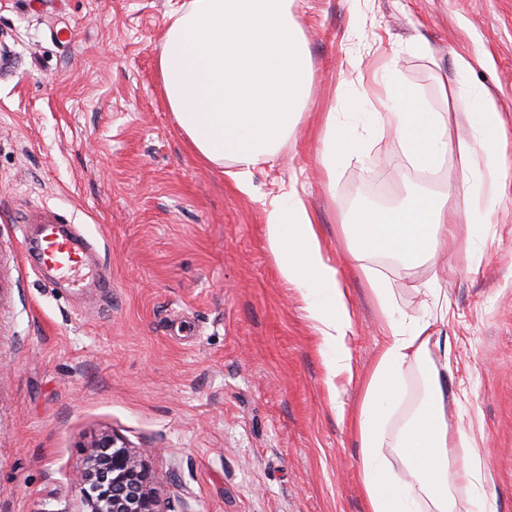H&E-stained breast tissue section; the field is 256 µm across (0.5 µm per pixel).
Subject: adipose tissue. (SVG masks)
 <instances>
[{
  "mask_svg": "<svg viewBox=\"0 0 512 512\" xmlns=\"http://www.w3.org/2000/svg\"><path fill=\"white\" fill-rule=\"evenodd\" d=\"M291 0H189L167 25L159 69L169 109L200 158L222 167L242 193H249L253 168L273 156L308 104L310 61ZM377 100L392 115L395 131L413 162L434 171L448 153V115L437 112L411 86L399 82L392 63L373 73L368 95L349 112L328 113L323 161L335 177L354 146L360 124H373L379 112L365 108ZM456 103L474 121V145L462 150V187L474 202L465 223L483 224L488 212L478 200L503 143V125L488 89L468 85ZM448 224V201L420 194L390 210L366 208L351 219L361 250L394 255L415 264L434 253ZM266 237L282 276L294 284L321 334L329 377L349 371L345 337L351 327L348 292L320 240L316 221L298 191L268 213ZM433 338L425 323L393 329L378 354L363 401L353 421L360 448L367 512H455L450 482L472 483L479 460L451 457L448 430V363L431 357ZM427 371L425 396L401 430L398 446L408 476L394 475L383 453L388 424L403 393L411 366Z\"/></svg>",
  "mask_w": 512,
  "mask_h": 512,
  "instance_id": "adipose-tissue-1",
  "label": "adipose tissue"
}]
</instances>
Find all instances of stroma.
I'll return each mask as SVG.
<instances>
[{"label":"stroma","instance_id":"obj_1","mask_svg":"<svg viewBox=\"0 0 512 512\" xmlns=\"http://www.w3.org/2000/svg\"><path fill=\"white\" fill-rule=\"evenodd\" d=\"M185 0H0V512H80L72 478L109 434L141 453L166 512H366L351 419L389 331L448 346V427L483 467L489 512H512V0H293L312 67L308 106L242 194L175 124L159 71ZM448 115L452 148L419 171L390 116L335 180L325 115L381 57ZM491 92L505 140L489 221L461 219L457 62ZM297 189L352 302L351 373L265 235ZM448 198V245L417 265L356 250L343 218L408 192ZM54 212L92 245L112 291L58 287L25 216Z\"/></svg>","mask_w":512,"mask_h":512}]
</instances>
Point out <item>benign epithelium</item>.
<instances>
[{"mask_svg": "<svg viewBox=\"0 0 512 512\" xmlns=\"http://www.w3.org/2000/svg\"><path fill=\"white\" fill-rule=\"evenodd\" d=\"M75 484L85 512H165L142 456L113 435L90 445Z\"/></svg>", "mask_w": 512, "mask_h": 512, "instance_id": "7a95c632", "label": "benign epithelium"}]
</instances>
